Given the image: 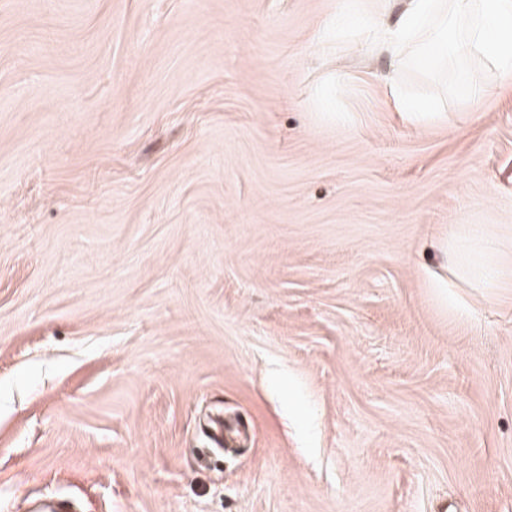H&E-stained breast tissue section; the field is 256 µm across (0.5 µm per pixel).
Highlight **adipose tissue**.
Here are the masks:
<instances>
[{
  "mask_svg": "<svg viewBox=\"0 0 512 512\" xmlns=\"http://www.w3.org/2000/svg\"><path fill=\"white\" fill-rule=\"evenodd\" d=\"M448 17L458 24L461 51L484 58L500 80L512 81V0H406L395 24L370 21V41L398 57L408 45L426 43Z\"/></svg>",
  "mask_w": 512,
  "mask_h": 512,
  "instance_id": "ef3b65f1",
  "label": "adipose tissue"
}]
</instances>
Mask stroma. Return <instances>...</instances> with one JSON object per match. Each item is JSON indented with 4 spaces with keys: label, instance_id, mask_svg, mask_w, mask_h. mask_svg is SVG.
<instances>
[{
    "label": "stroma",
    "instance_id": "stroma-1",
    "mask_svg": "<svg viewBox=\"0 0 512 512\" xmlns=\"http://www.w3.org/2000/svg\"><path fill=\"white\" fill-rule=\"evenodd\" d=\"M400 9L0 0V512H512V84Z\"/></svg>",
    "mask_w": 512,
    "mask_h": 512
}]
</instances>
